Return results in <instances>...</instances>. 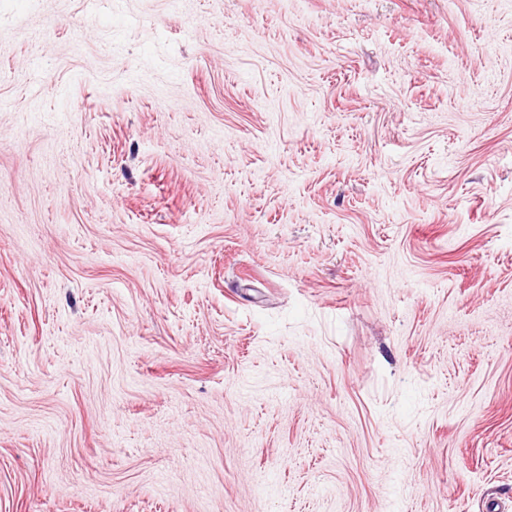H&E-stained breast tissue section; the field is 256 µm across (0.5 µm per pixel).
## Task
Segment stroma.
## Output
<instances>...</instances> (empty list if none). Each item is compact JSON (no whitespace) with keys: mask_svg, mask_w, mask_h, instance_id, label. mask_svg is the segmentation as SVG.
<instances>
[{"mask_svg":"<svg viewBox=\"0 0 512 512\" xmlns=\"http://www.w3.org/2000/svg\"><path fill=\"white\" fill-rule=\"evenodd\" d=\"M0 512H512V0H0Z\"/></svg>","mask_w":512,"mask_h":512,"instance_id":"1","label":"stroma"}]
</instances>
